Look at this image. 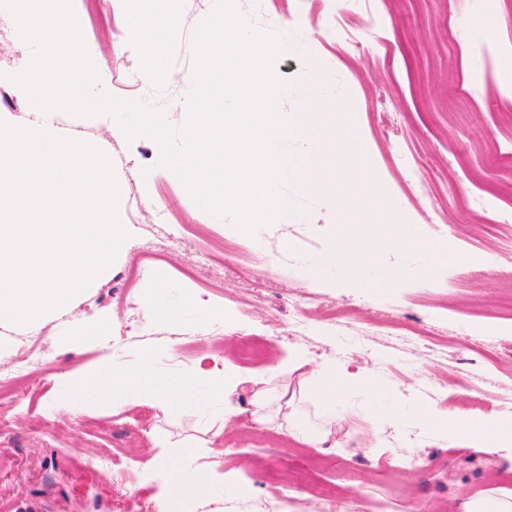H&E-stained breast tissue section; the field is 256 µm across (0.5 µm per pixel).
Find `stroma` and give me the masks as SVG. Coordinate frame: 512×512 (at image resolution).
Wrapping results in <instances>:
<instances>
[{
	"label": "stroma",
	"mask_w": 512,
	"mask_h": 512,
	"mask_svg": "<svg viewBox=\"0 0 512 512\" xmlns=\"http://www.w3.org/2000/svg\"><path fill=\"white\" fill-rule=\"evenodd\" d=\"M71 2L86 51L98 61L95 92L153 103L171 125L183 126L193 33L214 0H182L177 25L164 33L169 76L154 84L141 76L143 38L121 29L100 37L82 0ZM297 7L292 15L286 0H269L262 14L256 0H235L242 18L291 45L274 65L286 85L281 111H306L321 95L333 106L349 104L345 113L325 115L331 147L323 177L335 189L310 195L290 185L289 197L303 210L295 222L239 232L196 209L181 180L160 166L153 139L121 136L109 115L58 111L56 126L103 151L121 203L137 197L141 211L126 250L85 301L38 329H0V370L16 366L28 340H39L45 350L44 362L28 370V391L0 398V512H116L119 503L154 497V434L202 444L212 424L222 427V444L202 445L180 464L199 474L217 464L238 471L239 481L209 487L183 500L177 512H259L277 497L287 498L292 512H311L321 487L356 491L362 512H406L415 503L457 512L464 499L487 487L512 490V459L505 453H476L452 438L426 437L410 449L389 423L391 414L419 408L464 414L477 397L484 415L512 419V408L499 405L500 397L512 395V192L502 188L512 166L499 158L512 149V0H501L488 17L478 0H370L364 16L352 18L362 38L357 50L334 32L337 16L349 12L348 0L318 8L299 0ZM316 69L323 82L305 84L304 74ZM381 96L392 121L386 134L371 116ZM417 154L426 171L414 194L402 160ZM364 180L374 210H391L398 244L379 249L367 269L337 274L333 284L308 283L305 273L314 263L336 261V225L361 223L353 196ZM486 200L494 203L488 213ZM162 210L192 229L177 233L152 277L130 286L126 270L143 260L148 243L176 233L174 225L159 223ZM486 213L497 219V229L482 223ZM206 252L211 263L185 278L183 268ZM438 252L479 257L478 270L465 275L436 265ZM249 263L252 275L240 276L239 266ZM161 283L170 303L189 292L223 309V317L208 320L188 310L174 323L159 324L139 296ZM301 302L314 318L297 333L288 323ZM324 309L336 311L335 322L316 320ZM95 311L111 317L106 342L121 363L136 364L147 349L164 373L187 375L212 366L217 356L231 361L247 380L231 398L237 415L222 418L217 406L177 419L137 406L75 415L55 407L64 376L92 365L100 350L61 346L52 336ZM398 327L425 335L405 344L394 334ZM295 347L311 366L336 360L353 370L369 368L381 382L372 397L355 386L343 390L341 408H362L368 420L350 428L342 451L307 447L276 425L251 419V392L266 389L268 369ZM372 425L387 441L380 455L367 446ZM109 452L129 473L124 488L85 469Z\"/></svg>",
	"instance_id": "35a3bbf8"
}]
</instances>
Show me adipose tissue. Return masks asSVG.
I'll return each instance as SVG.
<instances>
[{
	"mask_svg": "<svg viewBox=\"0 0 512 512\" xmlns=\"http://www.w3.org/2000/svg\"><path fill=\"white\" fill-rule=\"evenodd\" d=\"M176 25L179 19L178 0H137L127 12V33L139 36L153 31L158 20ZM111 323L102 315L86 318L70 333L80 344L100 346L101 353L89 369L68 374L58 398L60 408L81 412L96 407L138 406L157 409L177 416L191 406L205 407L224 401L243 384V377L231 366L222 365L210 370L199 369L188 375L158 373L151 353H144L132 366L116 361L110 346L104 345L103 335ZM306 354L292 349L287 358L270 369L271 378H296L294 390L277 391L274 399L276 413L266 410V399H259L254 413L261 424L282 421L289 436L311 448H336L338 428L361 419L362 411L351 409L337 412L336 400L340 390L357 385L369 395L376 394L378 382L365 368L349 370L345 365L330 361L313 371H306ZM310 403L324 418L316 429L302 426L298 410ZM416 428L431 434L452 435L466 448L477 453L491 450L512 454V420L501 421L484 416H459L433 409L412 416ZM164 481L155 499L160 506L172 508L192 493H202L208 483L233 481V474L211 471L209 477L181 468L173 459L162 456L156 462Z\"/></svg>",
	"mask_w": 512,
	"mask_h": 512,
	"instance_id": "obj_1",
	"label": "adipose tissue"
}]
</instances>
